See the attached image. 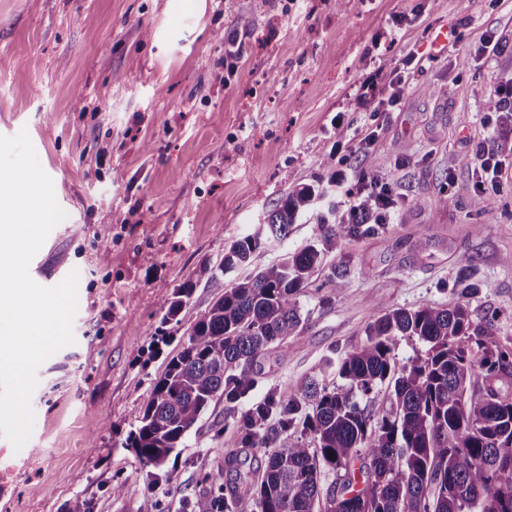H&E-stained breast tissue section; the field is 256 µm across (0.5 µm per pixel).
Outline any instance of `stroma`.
Masks as SVG:
<instances>
[{"label": "stroma", "mask_w": 512, "mask_h": 512, "mask_svg": "<svg viewBox=\"0 0 512 512\" xmlns=\"http://www.w3.org/2000/svg\"><path fill=\"white\" fill-rule=\"evenodd\" d=\"M401 76L397 104L367 99ZM512 85V0H0V135L27 131L66 217L32 262L44 287L77 273L74 342L38 369L31 438L0 437V512H141L146 495L186 512L263 449L235 447L237 423L308 378L338 383L336 361L378 313L455 301L461 254L484 284L470 299L512 339V126L482 107ZM493 140L500 194L483 203L474 156ZM399 198L386 231L326 256L346 264L342 291L306 288L287 348L257 358L256 385L215 398L169 476L124 443L154 378L225 284L276 262L315 234L299 215L284 241L215 280L230 244L253 233L289 182L326 177L336 156L337 213L353 204L364 153ZM194 286L177 321L173 293ZM223 437H216V430ZM125 490L113 495L112 482Z\"/></svg>", "instance_id": "1"}]
</instances>
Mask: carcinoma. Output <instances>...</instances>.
Returning <instances> with one entry per match:
<instances>
[{
	"instance_id": "obj_1",
	"label": "carcinoma",
	"mask_w": 512,
	"mask_h": 512,
	"mask_svg": "<svg viewBox=\"0 0 512 512\" xmlns=\"http://www.w3.org/2000/svg\"><path fill=\"white\" fill-rule=\"evenodd\" d=\"M487 120L512 119V87L488 97ZM347 217L336 206L316 219L314 239L279 261L224 288L201 312L182 349L152 381L149 399L124 447L150 476L168 475V460L199 415L218 396L234 401L256 382L254 362L285 343L301 323L297 296L312 283L324 257L344 240L384 231L391 190L364 192ZM326 197L322 180L292 184L266 212L257 232L234 241L212 278L246 265L265 242L288 236L299 215ZM474 258L463 254L453 288L455 302L386 311L366 328V339L336 362L341 385L311 378L271 397L236 427L239 448H266V461L237 485L219 484L190 503V512H228L229 501H253L257 512H512V344L491 324L475 320L468 298L479 284ZM341 264L321 282L331 291L347 287ZM193 286L174 293L163 322L178 317ZM401 339L425 351L399 364ZM392 387L389 407L373 413L358 399L378 386ZM313 414L299 419L301 402ZM280 431L259 432L272 411ZM338 489L322 492L323 473Z\"/></svg>"
}]
</instances>
